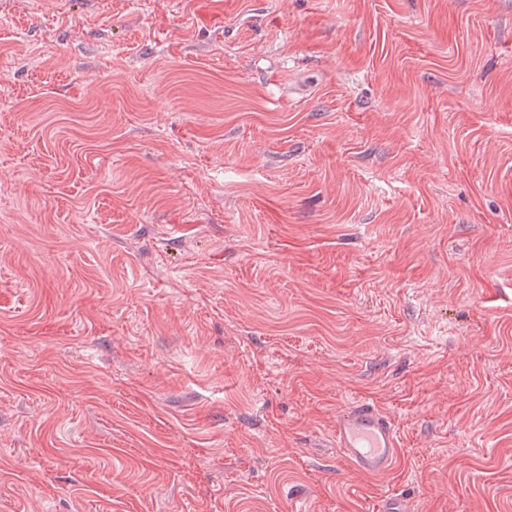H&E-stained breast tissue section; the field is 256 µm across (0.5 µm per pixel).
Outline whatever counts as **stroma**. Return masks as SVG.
<instances>
[{
  "instance_id": "stroma-1",
  "label": "stroma",
  "mask_w": 512,
  "mask_h": 512,
  "mask_svg": "<svg viewBox=\"0 0 512 512\" xmlns=\"http://www.w3.org/2000/svg\"><path fill=\"white\" fill-rule=\"evenodd\" d=\"M388 492L512 512V0H0V512ZM335 438L336 448L351 467L367 476L389 472L400 454L392 421L367 402L338 416Z\"/></svg>"
}]
</instances>
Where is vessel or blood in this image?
Segmentation results:
<instances>
[{"label": "vessel or blood", "instance_id": "b4317fda", "mask_svg": "<svg viewBox=\"0 0 512 512\" xmlns=\"http://www.w3.org/2000/svg\"><path fill=\"white\" fill-rule=\"evenodd\" d=\"M335 438L351 467L367 476L389 472L400 454L392 421L367 402L357 403L338 416Z\"/></svg>", "mask_w": 512, "mask_h": 512}]
</instances>
